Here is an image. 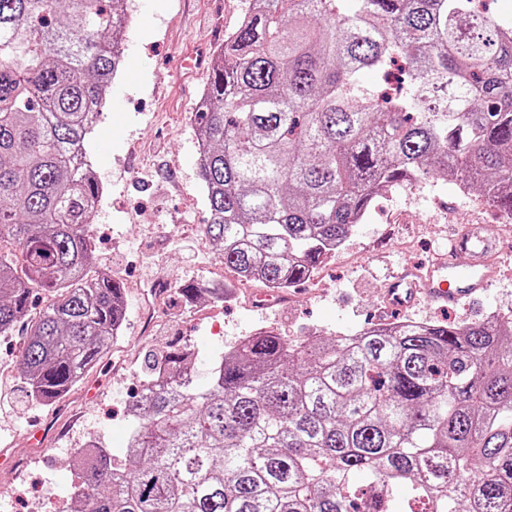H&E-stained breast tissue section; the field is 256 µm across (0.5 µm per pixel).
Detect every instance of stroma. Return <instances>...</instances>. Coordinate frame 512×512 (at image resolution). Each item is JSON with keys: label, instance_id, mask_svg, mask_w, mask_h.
<instances>
[{"label": "stroma", "instance_id": "obj_1", "mask_svg": "<svg viewBox=\"0 0 512 512\" xmlns=\"http://www.w3.org/2000/svg\"><path fill=\"white\" fill-rule=\"evenodd\" d=\"M250 0H128L132 16L121 71L90 141L102 194L92 223L98 233L93 270L124 288V331L77 389L52 405L30 399L17 371L25 329L0 336V512H55L46 488L65 494L75 479L71 451L86 440L121 456L130 433L128 409L153 357L168 343L188 341L194 385L212 383V361L261 328L297 338L350 335L403 318L474 322L490 312L512 315V226L483 205L431 176L381 194L342 249L321 263L317 281L269 288L239 283L203 232L209 217L199 178L194 115L225 37ZM464 224L492 226L498 240L497 279L483 303L450 310L422 303L392 310L386 280L402 265L421 266L448 249ZM221 277L224 302L186 303L180 286ZM43 431L44 446L29 435Z\"/></svg>", "mask_w": 512, "mask_h": 512}]
</instances>
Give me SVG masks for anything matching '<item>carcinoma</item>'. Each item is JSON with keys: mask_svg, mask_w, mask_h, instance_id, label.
<instances>
[{"mask_svg": "<svg viewBox=\"0 0 512 512\" xmlns=\"http://www.w3.org/2000/svg\"><path fill=\"white\" fill-rule=\"evenodd\" d=\"M123 0H0V336L34 401L67 396L124 319L92 275L87 141L123 57ZM379 76L368 86L363 73ZM195 113L203 227L239 278L288 288L379 191L432 174L512 216V21L474 0H252ZM41 288L53 301L31 318ZM156 358L94 512H512V316L250 336L203 391ZM405 487L410 495L397 496Z\"/></svg>", "mask_w": 512, "mask_h": 512, "instance_id": "1", "label": "carcinoma"}]
</instances>
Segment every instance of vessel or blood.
<instances>
[{"instance_id": "1", "label": "vessel or blood", "mask_w": 512, "mask_h": 512, "mask_svg": "<svg viewBox=\"0 0 512 512\" xmlns=\"http://www.w3.org/2000/svg\"><path fill=\"white\" fill-rule=\"evenodd\" d=\"M494 248L488 227L465 226L454 238L450 253L436 257L426 271L404 267L394 272L388 283L391 296L395 302L409 306L422 297L452 305L461 298L480 294L496 274L489 261ZM462 251L471 257V265L464 273L454 262L455 253Z\"/></svg>"}]
</instances>
